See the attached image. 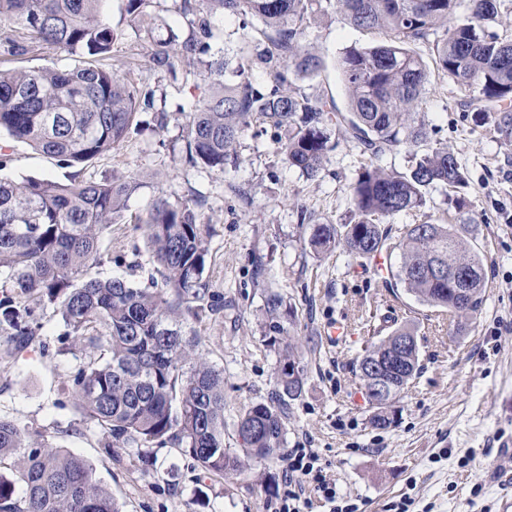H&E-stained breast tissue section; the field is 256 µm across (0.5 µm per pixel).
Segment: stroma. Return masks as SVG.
<instances>
[{"label":"stroma","instance_id":"stroma-1","mask_svg":"<svg viewBox=\"0 0 512 512\" xmlns=\"http://www.w3.org/2000/svg\"><path fill=\"white\" fill-rule=\"evenodd\" d=\"M105 20L120 33L109 59L125 61L138 29L158 36L189 34L173 0H159L151 19L132 28L124 0H109ZM309 40L324 58L319 76L304 78L305 92L333 99L346 110L348 98L337 61L372 35L354 29L342 13L329 11L313 26ZM155 91V109L165 112V130L130 134L122 147L75 169L61 167L23 142L0 136L10 159L0 176L66 181H99L134 172L149 173L127 202L122 223L102 241L108 257L101 275L117 272L118 261L138 262L139 278L152 268L135 219L155 195L193 202L204 196L208 226L205 274L223 294L224 310L194 325L200 350L224 369V445L241 447L235 427L243 406L267 401L274 388L277 356L263 341L262 287L280 292L297 312L289 342L302 357V397L288 409L287 445L318 452L339 492L360 512H501L512 500V465L500 451L512 440V142L489 124H476L462 108L464 91L451 79L431 74L422 105L429 145H447L464 169L468 186L461 206L448 204L443 188L429 189L424 213L392 221L393 235L431 215L441 224H462L466 249L485 256L488 286L476 316L448 319L411 297L396 301L382 286L373 261L342 251L317 254L300 239V212L319 224L348 221L350 187L361 170V147L340 140L318 178L288 166L271 134L252 126L241 142L240 161L226 171L197 170L174 143L190 108L204 92L192 67L169 74L140 60L130 74ZM39 336L22 342L0 332V416L43 432L54 445L84 458L96 480L116 499L121 512H267L272 495L260 482L281 477V463L248 467L245 475L221 477L191 467L171 446L153 447L152 466L129 449L105 452L98 426L75 406L70 377L91 354L82 342L66 339L52 308L31 299ZM411 324L421 338L423 370L390 410L393 423L373 427L371 412L352 372V363L374 337ZM343 336L328 342L330 325Z\"/></svg>","mask_w":512,"mask_h":512}]
</instances>
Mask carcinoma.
Listing matches in <instances>:
<instances>
[{
	"label": "carcinoma",
	"mask_w": 512,
	"mask_h": 512,
	"mask_svg": "<svg viewBox=\"0 0 512 512\" xmlns=\"http://www.w3.org/2000/svg\"><path fill=\"white\" fill-rule=\"evenodd\" d=\"M104 0H0V53L18 58L39 44L84 59L73 69L1 68L0 133L26 143L66 167L83 166L118 150L136 130V114L153 106L155 91L129 81L101 61L117 38L102 18ZM133 23L157 0H124ZM338 10L355 29L383 40L352 47L338 60L348 96L345 112L314 98L296 82L324 68L308 41L312 23ZM191 36L147 34L142 51L153 68L176 74L187 60L204 67L209 93L191 106L180 141L192 167L222 170L238 163V146L255 122L274 130L279 152L308 178L319 175L336 135L363 146L365 162L351 187V221L339 227L314 224L308 245L316 254L336 249L370 259L400 251L388 269L386 288L454 318L476 313L483 303L484 257L465 253L461 234L427 219L408 224L395 241L386 224L426 206V193L440 185L458 189L466 174L448 146L430 148L406 172H387L375 161L402 147L427 141L418 119L429 92L430 71L417 52L433 43L436 70L466 92L468 111L493 122L512 141V39L492 30L499 0H179ZM226 15L243 23L244 47H261L247 62L213 57L216 21ZM258 67L268 81L251 74ZM147 175L114 176L98 182H59L0 177V275L10 291L0 295V328L29 341L38 324L28 300L53 306L67 335L98 351L72 375L83 414L103 431L106 448H133L149 462L147 448L171 444L202 470L237 476L244 459L260 465L277 460L287 443L288 401L299 399L305 374L288 367L301 358L288 343L294 325L291 303L261 290L265 342L277 354L275 387L266 403L244 407L236 420L240 448L224 447V369L199 352L185 332L224 309V296L205 277L206 225L200 200L190 205L160 193L136 218L151 254L153 273L142 284L127 273L101 278V242L119 223L129 196ZM407 337L411 345L400 347ZM384 366L386 396L367 390L370 364ZM371 423L388 427L390 403L421 374L415 331L404 325L365 350L352 366ZM23 458L17 479L0 476V512H121L82 458L59 448L36 430L0 416V458Z\"/></svg>",
	"instance_id": "cac0c4a2"
}]
</instances>
